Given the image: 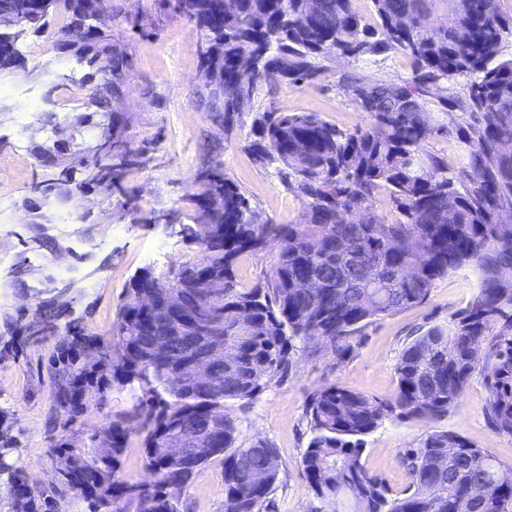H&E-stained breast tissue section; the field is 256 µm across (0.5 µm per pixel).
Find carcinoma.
<instances>
[{"label":"carcinoma","mask_w":512,"mask_h":512,"mask_svg":"<svg viewBox=\"0 0 512 512\" xmlns=\"http://www.w3.org/2000/svg\"><path fill=\"white\" fill-rule=\"evenodd\" d=\"M0 0V74L19 62L12 46L31 35L51 32L61 43L66 27L50 29L65 12L79 15L83 0ZM236 10L220 21L221 0H175L162 6L195 25L202 66L213 74L200 91L197 106L211 121L231 130L250 110L256 91L317 78L320 61L334 53L350 57L401 51L412 60L414 79L403 84L352 81L347 85L368 122L345 132L318 114L265 112L255 120L248 149L257 163H278L287 187L307 199L298 224H252L250 206L219 165L198 173L185 201L191 223L208 225L199 258L178 271L134 278L119 305L113 331L86 334L69 326L47 360L45 373L54 401L53 422L72 426L87 407L103 405L113 383L139 385L141 396L128 418L108 419L89 441L50 442L52 463L62 466L54 486L35 487L26 512H54L56 498L69 493L88 502L91 512L114 504L107 485L119 478L121 458L132 436H141L153 483L134 484L113 512H178L183 489L210 458L224 457L225 512H263L274 491L281 461L276 448L258 440L238 442L239 431L225 412L228 400L250 401L279 384L292 364V341L322 338L341 352L363 321L423 303L435 282L464 266L479 271L477 291L452 318V328H432L404 348L396 367L391 400L377 402L361 394L327 386L306 408L312 438L302 468L323 512H338L346 499L354 512H512V485L499 484L500 464L486 451L446 431H432L400 457L414 488L390 500L381 478L362 463L364 437L393 414L436 420L459 402L485 347L489 399L485 412L498 430L512 434V58L500 57L512 18L503 17L496 0H372L377 30L371 31L353 0H234ZM443 13L439 28L430 17ZM104 13L86 41L71 56L83 67L81 81L95 83L94 110L80 113L75 125L96 124L104 113L124 124L110 108L122 95L123 55L112 44ZM248 54L258 61L249 72L238 68ZM104 65L112 82L96 83ZM469 76L461 108L473 122L457 131V143L469 169L453 171L425 150L435 130L424 105L429 89ZM98 149L80 142L73 157L78 177L70 181L53 167L43 168L39 184L53 190L48 204L72 191L112 194L124 174L145 164L134 146L115 151L108 131ZM386 186L397 210L387 221L374 209ZM356 211L353 223L348 213ZM278 252L264 281L241 291L235 265L245 254L258 255L265 241ZM206 277L215 285L199 295L193 282ZM149 290L157 307H141ZM206 311L224 359L211 364L213 381L190 380L179 390L165 383L170 371L188 373L206 353L209 337L194 322ZM101 346L106 362L85 370L77 362L84 345ZM224 420L199 460L181 459L159 448L187 424L206 416ZM460 454L444 459L448 449Z\"/></svg>","instance_id":"1"}]
</instances>
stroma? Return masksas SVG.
<instances>
[{"mask_svg":"<svg viewBox=\"0 0 512 512\" xmlns=\"http://www.w3.org/2000/svg\"><path fill=\"white\" fill-rule=\"evenodd\" d=\"M108 10L112 41L127 60L123 94L115 107L128 118L124 135L145 149L148 158L144 168L126 174L125 195L80 196L68 205L49 207V223H29L26 202L42 169L28 128L50 108L46 85L34 70L46 65L76 74L80 68L74 59L61 56L53 38L33 35L21 47L25 66L0 77V430L13 439L6 463L23 468L29 479L44 487L53 480L48 446L58 431L50 423L53 401L43 366L68 323L89 334L110 330L134 277L145 271L168 273L196 256V246L182 240L164 217L185 212V198L193 192L199 170L221 162L225 176L261 220L300 223L305 198L287 189L276 166L255 162L247 148L256 118L269 111L314 112L337 128L352 130L362 126L366 116L344 86L347 77L400 84L414 76L410 57L400 52L336 55L324 61L313 81L273 91L260 88L251 110L227 132L195 102L205 78L193 23L165 12L159 0H109ZM467 84L460 77L431 88L426 96L437 130L425 148L455 170L467 162L456 133L472 116L460 108L443 109L438 100L443 95L466 100ZM49 277L69 284L67 309L52 320L41 341L29 340L21 331L9 333L5 321L21 327L39 320L32 291ZM478 284L475 270L450 273L435 282L424 303L365 321L340 353L321 339L295 340L291 368L279 385L246 405L227 402L241 440H263L278 450L281 471L266 512L320 508L301 467L311 437L305 417L309 396L336 385L375 401L391 399L403 349L431 328H447ZM139 395L137 384H113L105 405L89 407L75 430L91 434L105 418L130 412ZM488 398L485 376L477 372L458 406L441 419L390 415L364 438L366 469L385 480L391 497H405L410 488L400 464L402 452L416 447L429 432L445 430L487 451L512 477V434L488 422ZM179 512H224L221 458L199 468L181 495Z\"/></svg>","mask_w":512,"mask_h":512,"instance_id":"35a3bbf8","label":"stroma"}]
</instances>
